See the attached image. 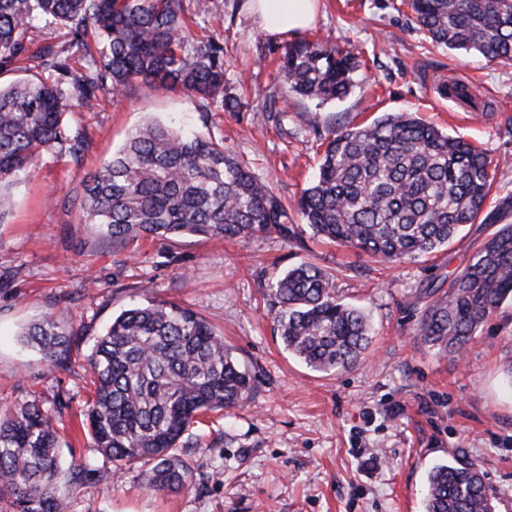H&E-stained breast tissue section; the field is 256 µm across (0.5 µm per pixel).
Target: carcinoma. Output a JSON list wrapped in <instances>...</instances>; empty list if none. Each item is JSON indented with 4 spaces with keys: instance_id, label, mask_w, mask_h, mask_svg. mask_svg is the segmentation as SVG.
<instances>
[{
    "instance_id": "carcinoma-1",
    "label": "carcinoma",
    "mask_w": 512,
    "mask_h": 512,
    "mask_svg": "<svg viewBox=\"0 0 512 512\" xmlns=\"http://www.w3.org/2000/svg\"><path fill=\"white\" fill-rule=\"evenodd\" d=\"M420 30L450 49L512 61V0H408ZM50 18L64 43L31 49L26 25ZM49 69L0 82V224L12 215L13 190L45 153L78 158L86 140L64 122L71 103L91 104L107 90L139 83L182 89L225 112L243 103L226 79L224 43L196 34L183 0H0V74L22 57ZM288 90L307 99H342L360 67L350 50L319 40L288 44L280 56ZM493 160L483 150L424 124L410 112L345 129L328 142L316 179L286 205L210 132L182 134L156 120L132 130L121 148L81 182L85 223L112 239H246L272 229L288 234L299 218L313 236L361 250L384 263L425 257L448 245L484 210ZM275 321L293 356L331 373L359 363L372 342L367 316L336 294L334 277L308 262L275 275ZM512 299V224L490 234L448 292L422 310L417 335L460 353L494 311ZM42 358L63 368L71 335L47 314L23 333ZM96 378L87 410L94 447L116 475L150 465L149 489L179 491L192 471L176 453L197 416L236 407L251 378L224 348V336L176 303L123 311L88 358ZM55 416L35 402L0 411V499L13 512H66ZM426 512H497L476 464L452 459L427 477Z\"/></svg>"
}]
</instances>
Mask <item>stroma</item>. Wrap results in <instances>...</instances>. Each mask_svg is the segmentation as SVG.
Returning <instances> with one entry per match:
<instances>
[{
	"label": "stroma",
	"mask_w": 512,
	"mask_h": 512,
	"mask_svg": "<svg viewBox=\"0 0 512 512\" xmlns=\"http://www.w3.org/2000/svg\"><path fill=\"white\" fill-rule=\"evenodd\" d=\"M198 27L221 33L227 75L245 107L202 111L180 90L134 86L78 104L64 120L88 147L80 158L43 156L15 190L0 224V407L39 400L54 410L63 465L84 470L61 485L68 512H425L429 470L457 456L477 463L512 512V301H504L462 354L416 334L426 288L448 281L494 230L478 222L429 257L391 265L323 243L298 223L292 236L247 240H140L123 247L82 224L80 185L129 130L153 119L208 126L214 138L294 202L315 177L331 132L413 112L483 149L495 162L487 211L512 224V61L432 43L404 0H320L305 38L357 51L355 86L325 104L288 92L269 37L246 0H210ZM471 81L479 107L448 100L442 84ZM335 274L337 294L363 309L373 330L365 359L341 373L308 368L275 330L268 280L302 262ZM175 302L224 335L252 390L239 406L201 416L178 444L194 471L189 489L146 488L134 462L109 480L112 461L82 427L93 395L85 370L96 339L134 305ZM54 312L74 334L71 365L56 368L20 334Z\"/></svg>",
	"instance_id": "1"
}]
</instances>
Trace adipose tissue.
I'll list each match as a JSON object with an SVG mask.
<instances>
[{
    "label": "adipose tissue",
    "mask_w": 512,
    "mask_h": 512,
    "mask_svg": "<svg viewBox=\"0 0 512 512\" xmlns=\"http://www.w3.org/2000/svg\"><path fill=\"white\" fill-rule=\"evenodd\" d=\"M264 31L272 37L298 35L311 28L317 17L318 0H249Z\"/></svg>",
    "instance_id": "obj_1"
}]
</instances>
